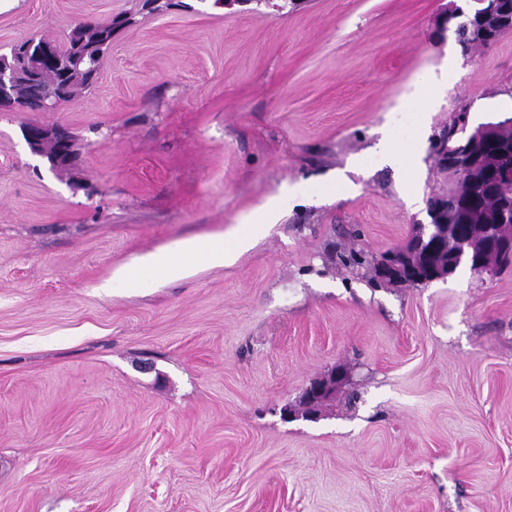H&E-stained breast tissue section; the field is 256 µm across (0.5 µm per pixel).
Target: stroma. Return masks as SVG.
Listing matches in <instances>:
<instances>
[{
  "label": "stroma",
  "instance_id": "stroma-1",
  "mask_svg": "<svg viewBox=\"0 0 512 512\" xmlns=\"http://www.w3.org/2000/svg\"><path fill=\"white\" fill-rule=\"evenodd\" d=\"M465 0H15L0 52L130 17L94 86L0 109V512H512V268L372 287L460 106L512 118V34ZM65 128L55 172L24 137ZM234 262L115 279L193 237ZM111 282V294L98 290ZM319 420L280 409L331 369ZM473 2V0H470ZM494 21H488L482 16V11L473 2L470 8L465 11L471 14L472 22L468 28L456 29V41L460 46L462 54H469L476 45L491 46L498 42L499 38L505 33L512 32V0H493ZM463 10H455V5L450 4L447 14H444L440 21V30L445 31L450 28L468 24L470 17ZM481 36V39H478ZM342 260L345 262L348 261L349 264H352V265H357V266L366 265L368 267V270H370L372 273L370 282L374 285H382V284L383 285H389V284L394 285V284H403V283H415L418 281L416 279L410 280L411 278L406 275L403 277H400L396 280H393L391 278L383 279V278L379 277L375 270V264H374L375 260L374 259L369 260L368 257L366 256V254L362 251L352 252V253H350L349 256H347V258L342 257Z\"/></svg>",
  "mask_w": 512,
  "mask_h": 512
}]
</instances>
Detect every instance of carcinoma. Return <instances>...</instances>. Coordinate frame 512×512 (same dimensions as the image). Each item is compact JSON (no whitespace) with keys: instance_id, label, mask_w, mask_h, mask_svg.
<instances>
[{"instance_id":"cac0c4a2","label":"carcinoma","mask_w":512,"mask_h":512,"mask_svg":"<svg viewBox=\"0 0 512 512\" xmlns=\"http://www.w3.org/2000/svg\"><path fill=\"white\" fill-rule=\"evenodd\" d=\"M468 13L472 22L469 27L455 30L456 41L464 55L476 46H491L499 38L512 32V0H495L494 21L481 15L476 4L470 5ZM113 19L101 22L78 23L67 33L63 43L58 44L43 37L23 40L7 53H0V69H13L18 63L19 52L27 49L25 69L29 77L21 80L13 103L17 108L36 112L33 94L28 84L34 83L43 92L57 98L61 105L78 94L89 90L95 83L101 61L112 45ZM465 114L460 111L455 120L443 127L430 142L432 157H437L444 147L458 144L454 131L457 121ZM495 156L503 165H512V130L503 131L491 141L479 142L471 147L466 163L443 167L435 164L437 174L447 188L433 194L427 201L432 207L444 203L448 215L458 224L462 238L472 236L487 242L483 254L486 266L501 270L512 266V184L496 182L484 174V161ZM346 261L352 265L367 266L374 285H394L410 282L403 276L396 280L379 277L375 260H370L362 251L352 252Z\"/></svg>"}]
</instances>
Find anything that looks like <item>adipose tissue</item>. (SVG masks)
Masks as SVG:
<instances>
[{"label": "adipose tissue", "instance_id": "obj_1", "mask_svg": "<svg viewBox=\"0 0 512 512\" xmlns=\"http://www.w3.org/2000/svg\"><path fill=\"white\" fill-rule=\"evenodd\" d=\"M266 230L265 225H255L252 235L235 238L225 242L223 236L196 237L182 241L176 248L154 253L135 260L125 267L121 275L129 281H139L142 270L162 272L165 276L176 277L182 273L180 256L191 255L215 265L231 262L236 254L250 249L256 237Z\"/></svg>", "mask_w": 512, "mask_h": 512}]
</instances>
